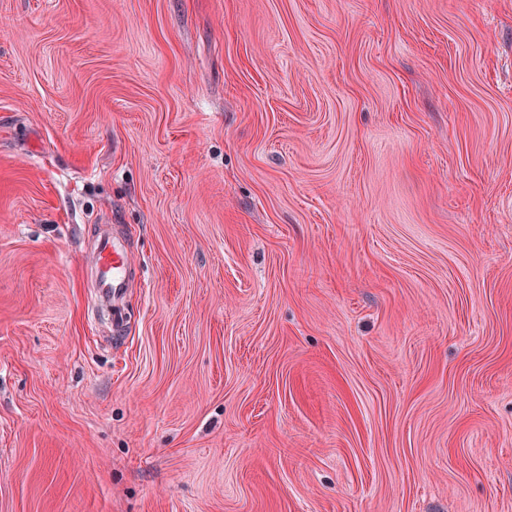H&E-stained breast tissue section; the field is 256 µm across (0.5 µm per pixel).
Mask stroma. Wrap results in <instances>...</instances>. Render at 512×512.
I'll use <instances>...</instances> for the list:
<instances>
[{
	"label": "stroma",
	"instance_id": "35a3bbf8",
	"mask_svg": "<svg viewBox=\"0 0 512 512\" xmlns=\"http://www.w3.org/2000/svg\"><path fill=\"white\" fill-rule=\"evenodd\" d=\"M0 512H512V0H0ZM133 265L130 253L111 232L100 235L92 256L94 300L97 306L108 311L112 331L116 333L127 324L124 297Z\"/></svg>",
	"mask_w": 512,
	"mask_h": 512
}]
</instances>
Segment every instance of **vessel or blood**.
Listing matches in <instances>:
<instances>
[{"label": "vessel or blood", "mask_w": 512, "mask_h": 512, "mask_svg": "<svg viewBox=\"0 0 512 512\" xmlns=\"http://www.w3.org/2000/svg\"><path fill=\"white\" fill-rule=\"evenodd\" d=\"M132 267L131 255L125 246L111 232L102 233L92 256L94 300L97 306L108 311L116 333L127 323L124 297Z\"/></svg>", "instance_id": "1"}]
</instances>
